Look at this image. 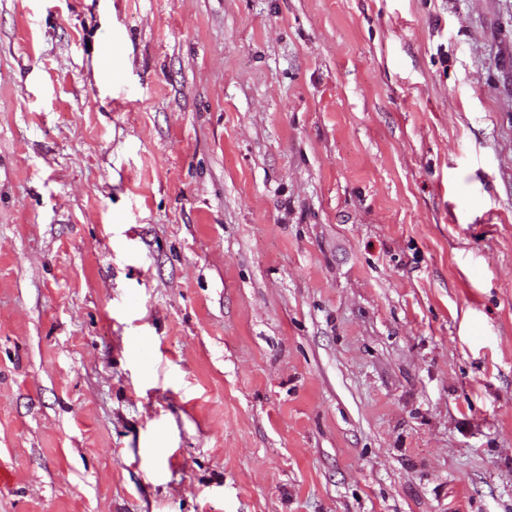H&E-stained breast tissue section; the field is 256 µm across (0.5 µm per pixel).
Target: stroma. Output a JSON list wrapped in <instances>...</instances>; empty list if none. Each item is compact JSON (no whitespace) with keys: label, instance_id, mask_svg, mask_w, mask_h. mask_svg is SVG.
Segmentation results:
<instances>
[{"label":"stroma","instance_id":"obj_1","mask_svg":"<svg viewBox=\"0 0 512 512\" xmlns=\"http://www.w3.org/2000/svg\"><path fill=\"white\" fill-rule=\"evenodd\" d=\"M0 512H512V0H0Z\"/></svg>","mask_w":512,"mask_h":512}]
</instances>
